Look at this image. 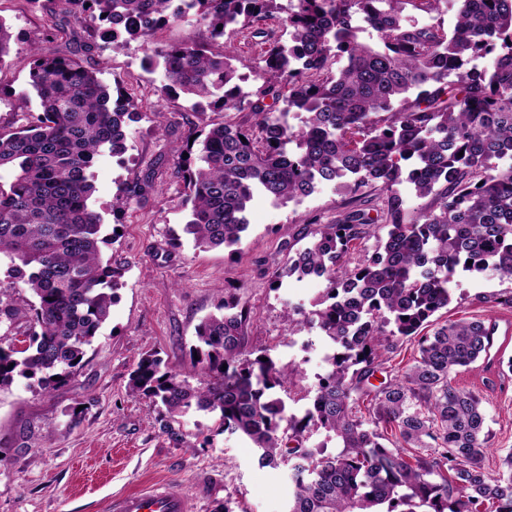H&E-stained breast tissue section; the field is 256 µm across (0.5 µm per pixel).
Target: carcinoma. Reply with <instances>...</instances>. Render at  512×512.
Listing matches in <instances>:
<instances>
[{"label": "carcinoma", "mask_w": 512, "mask_h": 512, "mask_svg": "<svg viewBox=\"0 0 512 512\" xmlns=\"http://www.w3.org/2000/svg\"><path fill=\"white\" fill-rule=\"evenodd\" d=\"M445 2L292 0L276 37L263 25L281 12L277 0H63L105 44L148 37L190 14L209 32L206 43L150 46L144 60L147 70L163 68L162 94L254 117L248 127L213 123L175 149L191 202L183 231L195 247L238 244L259 195L284 203L335 183L381 197L374 217L349 201L272 279L314 271L326 283L311 310L286 315L289 328H317L336 348L303 413H287L278 394L294 367L243 357L249 308L232 291L197 329L210 383L191 386L154 354L130 377V389L168 417L211 413L261 465H287L288 512H477L485 502L512 512V453L501 472L486 471L483 398L452 377L487 355L495 322L431 323L448 307L455 276L512 279V0H457L450 29L437 21ZM409 8L433 22L419 23ZM239 29L265 44L254 90L214 49ZM29 78L43 112L0 130V170L13 173L0 182V265L37 304L24 346L0 336V390L23 377L50 391L74 374L110 316L120 271L101 257L91 168L105 149L125 152L138 103L111 101L95 70L37 45ZM293 110L305 114L299 128L288 123ZM404 186L430 202L407 211ZM153 188L136 179L113 209ZM370 237L375 252L352 261ZM20 315L0 289V323ZM398 339L417 340V357L376 386L387 371L382 353ZM312 426L336 438V454L303 447Z\"/></svg>", "instance_id": "carcinoma-1"}]
</instances>
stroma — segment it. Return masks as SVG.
<instances>
[{
  "label": "stroma",
  "mask_w": 512,
  "mask_h": 512,
  "mask_svg": "<svg viewBox=\"0 0 512 512\" xmlns=\"http://www.w3.org/2000/svg\"><path fill=\"white\" fill-rule=\"evenodd\" d=\"M0 18L15 37L0 65V128L15 129L25 114L41 110L29 84L33 43L98 70L113 94L133 97L139 110L122 156L104 154L92 169L90 206L101 217L102 258L122 272L111 315L64 385L44 392L36 380L19 377L0 391V512H103L112 496L156 484L186 496L192 512H287V467L260 466L243 439L220 432L215 415L191 412L165 425L158 407L130 391L129 379L140 359L153 353L192 386H205L210 373L195 358L196 330L216 314L225 289L236 288L251 305L246 357L265 352L279 364L294 361L299 371L282 398L288 412L305 408L327 370V342L318 329L306 328L297 335L310 346L287 351L297 335L288 329L285 307L310 303L324 283L287 278L274 289L270 282L289 246H304L314 224L335 220L347 195L326 184L300 202L255 198L238 245L196 249L182 236L186 190L174 173L172 148L223 121V113L164 97V71L144 70L142 40L86 49L82 25L62 0H0ZM224 51L247 75V88L259 86V39L246 31L226 36ZM158 111L164 115L159 127L153 122ZM144 176L152 178L155 192L113 213L114 197ZM457 281L436 322L512 315L495 303L512 292V279L489 273ZM454 380L484 399L491 435L484 466L497 473L512 451V343L500 364L458 368Z\"/></svg>",
  "instance_id": "obj_1"
}]
</instances>
